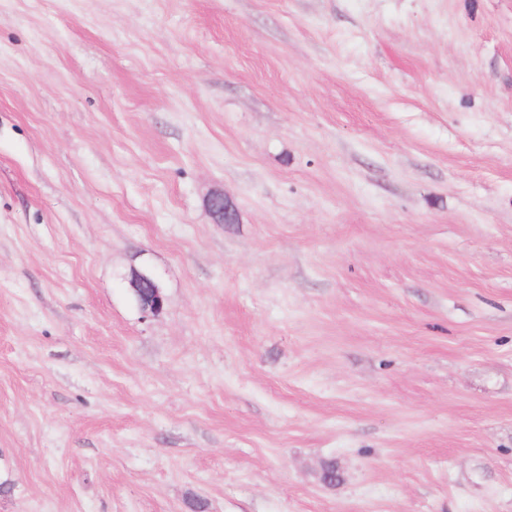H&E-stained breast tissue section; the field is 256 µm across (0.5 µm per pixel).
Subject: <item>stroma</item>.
Segmentation results:
<instances>
[{
  "label": "stroma",
  "mask_w": 512,
  "mask_h": 512,
  "mask_svg": "<svg viewBox=\"0 0 512 512\" xmlns=\"http://www.w3.org/2000/svg\"><path fill=\"white\" fill-rule=\"evenodd\" d=\"M193 499L512 512V0H0V512ZM208 208L217 223H238V211L234 204L222 193H214L208 199ZM129 285L132 297L144 317L154 316L164 306L163 287L159 278L148 267L133 268Z\"/></svg>",
  "instance_id": "stroma-1"
}]
</instances>
